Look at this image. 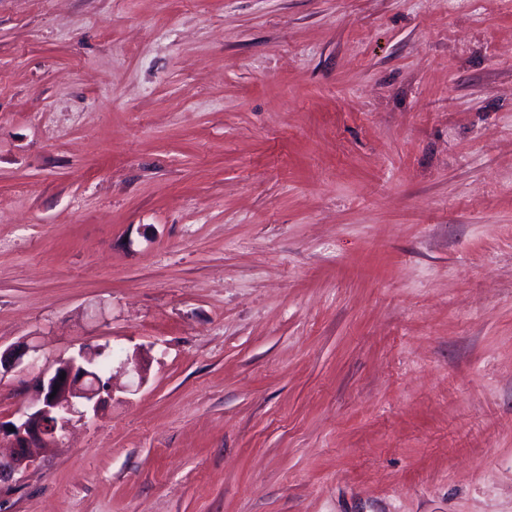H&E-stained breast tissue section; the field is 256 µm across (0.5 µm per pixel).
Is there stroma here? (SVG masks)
I'll return each instance as SVG.
<instances>
[{"instance_id":"obj_1","label":"stroma","mask_w":512,"mask_h":512,"mask_svg":"<svg viewBox=\"0 0 512 512\" xmlns=\"http://www.w3.org/2000/svg\"><path fill=\"white\" fill-rule=\"evenodd\" d=\"M21 342L0 512H512V0H0ZM103 354L104 350L99 348L93 357L79 353L78 357L58 359L39 373L36 402L21 406L14 420H0V444L7 441L16 448L13 457L6 461L0 459L1 482L26 468L30 448H52L58 434L66 430L75 417L85 419L89 409L98 414L106 401L102 394L112 396L110 379L104 381L96 371L97 361ZM62 372L66 373L64 381H60ZM54 387L57 392L52 396Z\"/></svg>"}]
</instances>
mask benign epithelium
<instances>
[{
	"label": "benign epithelium",
	"mask_w": 512,
	"mask_h": 512,
	"mask_svg": "<svg viewBox=\"0 0 512 512\" xmlns=\"http://www.w3.org/2000/svg\"><path fill=\"white\" fill-rule=\"evenodd\" d=\"M29 351L27 344L0 350V377L22 365ZM103 354L100 348L92 357L80 353L44 368L37 377L36 402L20 407L15 419L0 421V443L6 441L16 449L10 459H0L1 482L27 466L30 449L55 446L58 434L73 419L86 418L90 410L99 412L106 401L103 393H112L111 382L101 379L96 371Z\"/></svg>",
	"instance_id": "7a95c632"
}]
</instances>
